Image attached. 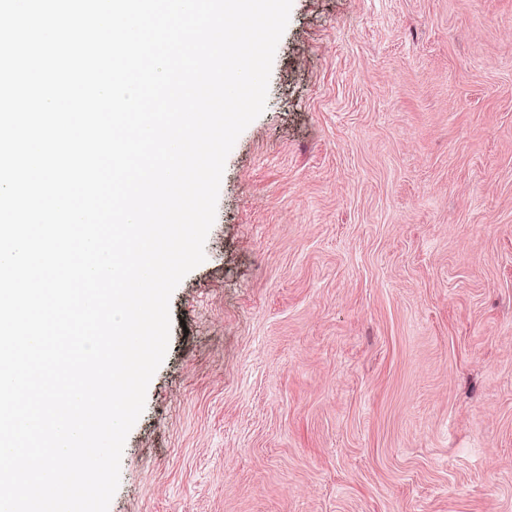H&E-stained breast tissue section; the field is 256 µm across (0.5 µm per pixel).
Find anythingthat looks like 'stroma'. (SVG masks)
Returning <instances> with one entry per match:
<instances>
[{
  "mask_svg": "<svg viewBox=\"0 0 512 512\" xmlns=\"http://www.w3.org/2000/svg\"><path fill=\"white\" fill-rule=\"evenodd\" d=\"M109 512H512V0H293Z\"/></svg>",
  "mask_w": 512,
  "mask_h": 512,
  "instance_id": "obj_1",
  "label": "stroma"
}]
</instances>
